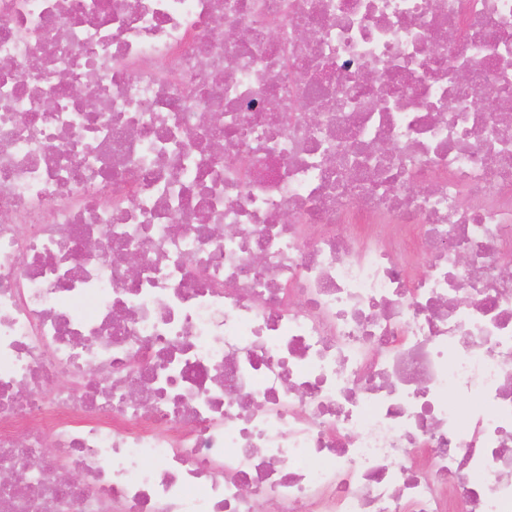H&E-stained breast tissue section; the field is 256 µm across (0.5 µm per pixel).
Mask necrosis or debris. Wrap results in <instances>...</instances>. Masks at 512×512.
I'll use <instances>...</instances> for the list:
<instances>
[{
    "mask_svg": "<svg viewBox=\"0 0 512 512\" xmlns=\"http://www.w3.org/2000/svg\"><path fill=\"white\" fill-rule=\"evenodd\" d=\"M507 112L512 0H0V512H512Z\"/></svg>",
    "mask_w": 512,
    "mask_h": 512,
    "instance_id": "4bbe7bcc",
    "label": "necrosis or debris"
}]
</instances>
